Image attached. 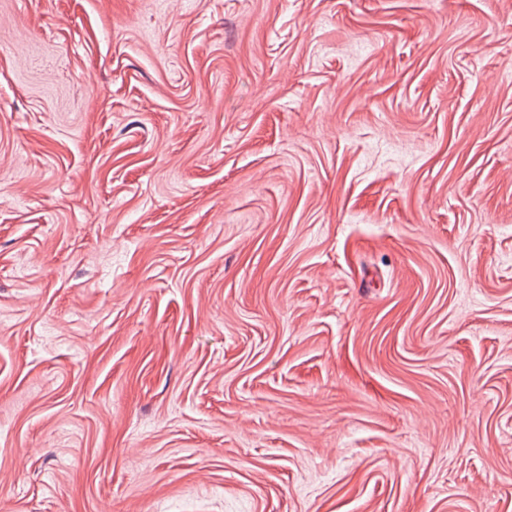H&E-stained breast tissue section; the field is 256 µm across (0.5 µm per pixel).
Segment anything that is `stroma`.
I'll return each instance as SVG.
<instances>
[{"label":"stroma","mask_w":512,"mask_h":512,"mask_svg":"<svg viewBox=\"0 0 512 512\" xmlns=\"http://www.w3.org/2000/svg\"><path fill=\"white\" fill-rule=\"evenodd\" d=\"M0 512H512V0H0Z\"/></svg>","instance_id":"obj_1"}]
</instances>
